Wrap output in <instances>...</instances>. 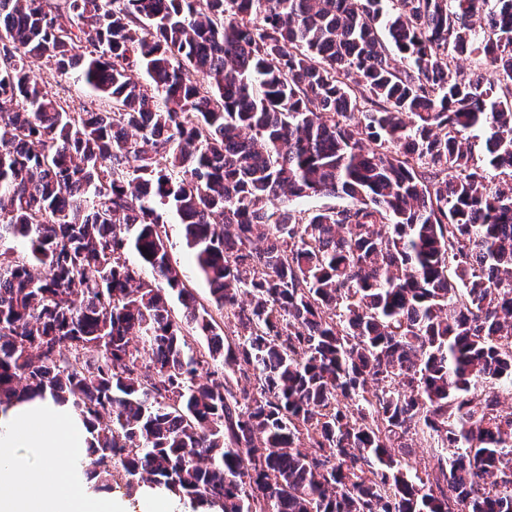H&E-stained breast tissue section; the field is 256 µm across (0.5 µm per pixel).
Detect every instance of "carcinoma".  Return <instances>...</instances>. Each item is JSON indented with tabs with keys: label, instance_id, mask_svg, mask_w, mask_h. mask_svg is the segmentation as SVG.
<instances>
[{
	"label": "carcinoma",
	"instance_id": "1",
	"mask_svg": "<svg viewBox=\"0 0 512 512\" xmlns=\"http://www.w3.org/2000/svg\"><path fill=\"white\" fill-rule=\"evenodd\" d=\"M382 2L0 0V406L71 401L103 487L512 512V0ZM30 69L31 76L41 83L42 86H45L46 90L50 91L52 94L65 97L69 100L72 96L76 95L81 100L82 105L90 103L91 98L89 96L79 93L74 87L61 81L59 78H54L42 60L31 59ZM168 230L170 242L173 243V247L170 249V256L173 265L178 267L182 273V278L186 280V283L190 287L194 288L198 297L206 299L208 296V289L206 288L205 282L199 275L196 265L184 245L181 225L169 224Z\"/></svg>",
	"mask_w": 512,
	"mask_h": 512
}]
</instances>
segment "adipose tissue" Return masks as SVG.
<instances>
[{
	"label": "adipose tissue",
	"mask_w": 512,
	"mask_h": 512,
	"mask_svg": "<svg viewBox=\"0 0 512 512\" xmlns=\"http://www.w3.org/2000/svg\"><path fill=\"white\" fill-rule=\"evenodd\" d=\"M91 435L70 402L52 395L0 407V512H187L163 488L125 496L89 473Z\"/></svg>",
	"instance_id": "1"
}]
</instances>
